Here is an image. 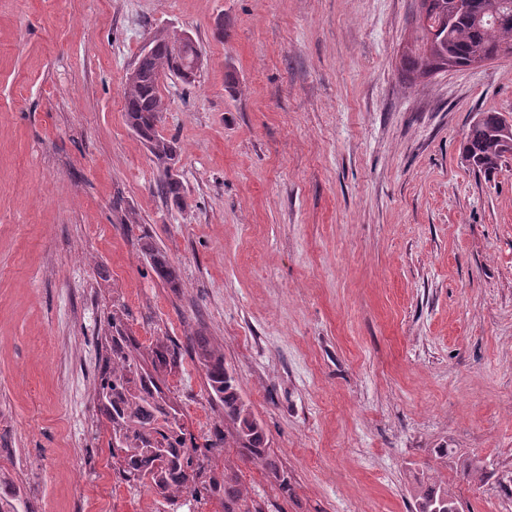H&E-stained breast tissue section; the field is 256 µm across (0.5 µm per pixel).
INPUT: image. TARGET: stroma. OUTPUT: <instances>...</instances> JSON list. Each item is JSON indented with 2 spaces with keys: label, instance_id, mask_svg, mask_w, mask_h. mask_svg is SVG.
Returning a JSON list of instances; mask_svg holds the SVG:
<instances>
[{
  "label": "stroma",
  "instance_id": "35a3bbf8",
  "mask_svg": "<svg viewBox=\"0 0 512 512\" xmlns=\"http://www.w3.org/2000/svg\"><path fill=\"white\" fill-rule=\"evenodd\" d=\"M415 0H0V485L18 512H158L112 469L95 399L113 308L142 345L207 336L294 485L239 465L265 512H411L435 448L463 478L512 469V159H462L512 114V59L407 84ZM189 33L161 82L184 206L158 187L123 84L149 38ZM150 237L179 269L164 285ZM167 384L203 439L218 404L189 353ZM482 119L471 123L463 147V155L472 157L474 169L490 175L495 173L509 158L498 138V127L502 113L485 110ZM141 250L153 272L165 285L173 289L181 288L179 273L164 250L156 247L149 239L141 243ZM460 467L462 468L463 476L467 479H471L474 482L480 484H486L493 477L499 491L503 493L505 497L512 498V471L501 473L503 477L497 476L494 472L487 471V466L484 461L477 455L465 458Z\"/></svg>",
  "mask_w": 512,
  "mask_h": 512
}]
</instances>
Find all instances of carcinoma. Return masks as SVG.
Listing matches in <instances>:
<instances>
[{
	"label": "carcinoma",
	"mask_w": 512,
	"mask_h": 512,
	"mask_svg": "<svg viewBox=\"0 0 512 512\" xmlns=\"http://www.w3.org/2000/svg\"><path fill=\"white\" fill-rule=\"evenodd\" d=\"M420 14L433 20L452 12L454 0H418ZM485 12L481 21L470 13L454 14L448 29L429 45L427 29L418 24L420 35L414 49L404 56L407 71L429 76L441 71L448 61L459 69L470 68L477 57L502 58L506 48L512 49V0H478ZM137 65L139 80L123 89L127 123L143 140L150 142L149 152L161 173L160 190L177 204H184L182 185L171 180L165 165L174 138L162 136L158 122L166 103L160 91L161 80L168 75L182 76L187 67L180 52L161 44L148 55H140ZM501 113L482 112V119L469 126L463 154L472 157L473 168L490 175L508 159L498 138ZM141 250L156 276L168 287H181L179 273L167 253L146 239ZM112 336L109 353L99 365L96 395L108 423V446L120 482L129 487L147 488L160 496L167 512L198 500L200 490H218L222 512H264L255 503L240 480L235 464L224 459V483L209 480L214 451L218 448L238 449L239 461L260 467L268 473L282 494L292 491L291 478L276 456L269 452V439L262 423L240 394V382L224 364V352L205 337L188 333V342L204 371L210 400L221 406V423L202 446L188 432L182 414L175 408L164 372L176 363L177 351L158 337L149 345L152 369L141 363L134 337L126 332L123 316L112 314ZM463 476L481 484L495 479L499 491L512 498V471L499 477L487 470L479 456L461 462ZM425 469L414 476L409 487L413 512H452L458 501L448 490V483Z\"/></svg>",
	"instance_id": "1"
}]
</instances>
